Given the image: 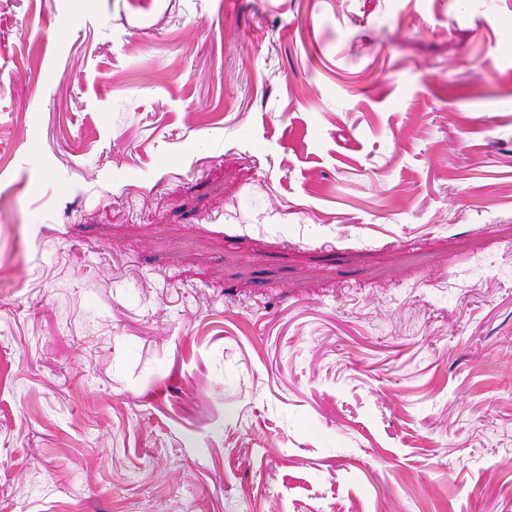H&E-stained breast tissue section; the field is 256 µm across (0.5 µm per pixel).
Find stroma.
<instances>
[{
    "instance_id": "obj_1",
    "label": "stroma",
    "mask_w": 512,
    "mask_h": 512,
    "mask_svg": "<svg viewBox=\"0 0 512 512\" xmlns=\"http://www.w3.org/2000/svg\"><path fill=\"white\" fill-rule=\"evenodd\" d=\"M512 0H0V512H512Z\"/></svg>"
}]
</instances>
